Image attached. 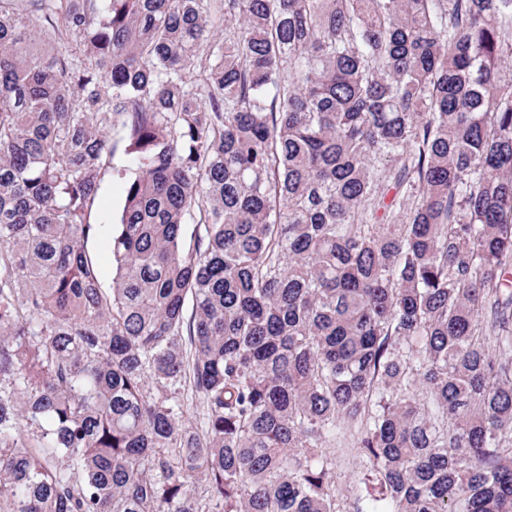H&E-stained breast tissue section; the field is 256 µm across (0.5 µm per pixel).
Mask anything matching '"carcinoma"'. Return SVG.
Masks as SVG:
<instances>
[{
	"label": "carcinoma",
	"instance_id": "cac0c4a2",
	"mask_svg": "<svg viewBox=\"0 0 512 512\" xmlns=\"http://www.w3.org/2000/svg\"><path fill=\"white\" fill-rule=\"evenodd\" d=\"M328 448L512 512V0H0V512H339ZM120 203V186L116 180L112 178V174H108L102 184L101 201L98 212L94 215L96 222L105 225L104 233L89 244V248L101 266L105 286L112 284V256L110 252L111 229L109 222H112V215L115 216L118 212Z\"/></svg>",
	"mask_w": 512,
	"mask_h": 512
}]
</instances>
